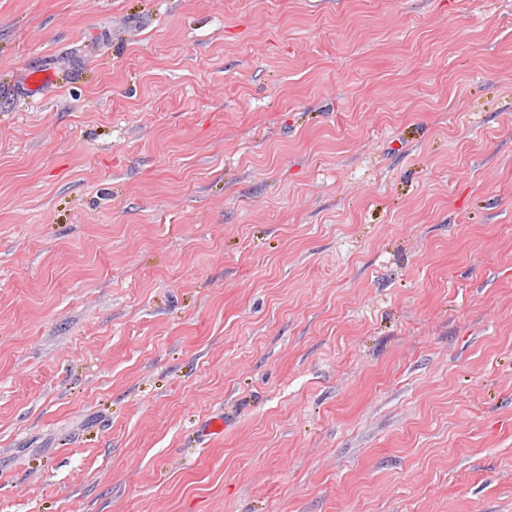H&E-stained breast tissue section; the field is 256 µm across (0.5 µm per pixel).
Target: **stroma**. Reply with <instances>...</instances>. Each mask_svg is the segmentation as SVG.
Returning a JSON list of instances; mask_svg holds the SVG:
<instances>
[{"label":"stroma","mask_w":512,"mask_h":512,"mask_svg":"<svg viewBox=\"0 0 512 512\" xmlns=\"http://www.w3.org/2000/svg\"><path fill=\"white\" fill-rule=\"evenodd\" d=\"M0 512H512V0H0Z\"/></svg>","instance_id":"obj_1"}]
</instances>
